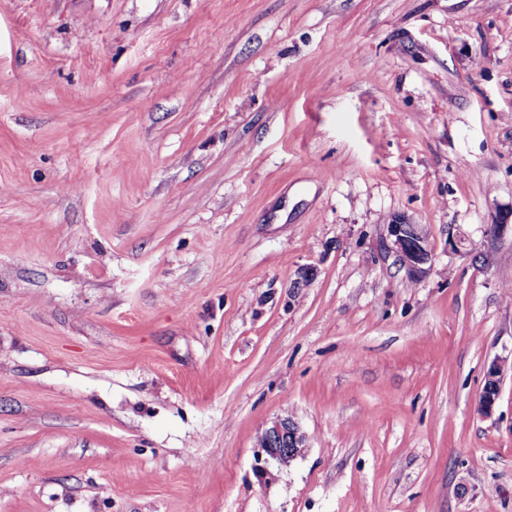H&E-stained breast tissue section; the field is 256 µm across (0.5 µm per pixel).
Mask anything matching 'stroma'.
I'll return each mask as SVG.
<instances>
[{"label": "stroma", "mask_w": 512, "mask_h": 512, "mask_svg": "<svg viewBox=\"0 0 512 512\" xmlns=\"http://www.w3.org/2000/svg\"><path fill=\"white\" fill-rule=\"evenodd\" d=\"M510 210L512 0H0V512H512ZM387 238L390 249L397 254L408 271L421 272L423 266L431 262L432 249L420 225L407 224L404 219L395 217L387 224ZM509 364L512 371V355L510 357H497L487 367L478 405V411L481 415L488 417L493 414L506 375L505 371ZM262 452L266 462L274 461L281 466L296 459L307 448V436L297 422L290 417L276 418L265 426L261 434Z\"/></svg>", "instance_id": "1"}]
</instances>
